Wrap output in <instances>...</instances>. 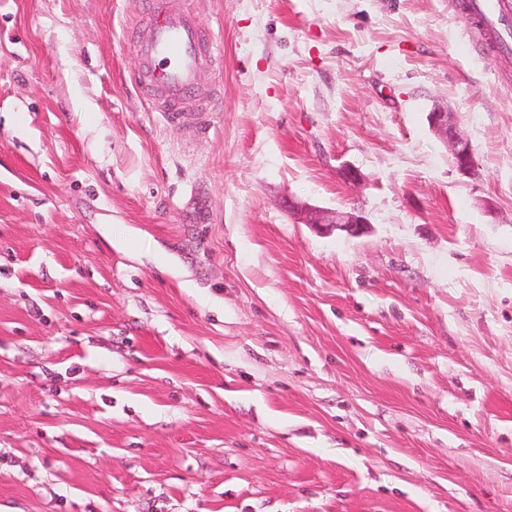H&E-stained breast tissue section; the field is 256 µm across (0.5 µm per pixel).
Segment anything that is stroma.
Here are the masks:
<instances>
[{
    "label": "stroma",
    "instance_id": "stroma-1",
    "mask_svg": "<svg viewBox=\"0 0 512 512\" xmlns=\"http://www.w3.org/2000/svg\"><path fill=\"white\" fill-rule=\"evenodd\" d=\"M457 2L190 0L201 133L137 0H0V512H512V54ZM148 22L131 33L145 68L155 108L169 122L194 120L206 130L204 117L183 112L191 100L201 68L207 63L210 36L202 30L185 0H140ZM429 123L432 129L450 144L453 163L457 170L462 174H472L475 170L473 148L467 139L457 133L451 112H430ZM286 210L297 223L311 224L316 228L331 227L346 231L351 236H360L370 228V221L361 212H343L312 207L306 203L288 200Z\"/></svg>",
    "mask_w": 512,
    "mask_h": 512
}]
</instances>
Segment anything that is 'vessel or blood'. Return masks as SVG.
Segmentation results:
<instances>
[{"instance_id":"1","label":"vessel or blood","mask_w":512,"mask_h":512,"mask_svg":"<svg viewBox=\"0 0 512 512\" xmlns=\"http://www.w3.org/2000/svg\"><path fill=\"white\" fill-rule=\"evenodd\" d=\"M139 7L148 21L132 32L131 40L156 110L171 122L191 119L203 124V116L188 115L185 106L207 62L209 34L186 0H139ZM465 13L489 57L512 52V0H467Z\"/></svg>"}]
</instances>
